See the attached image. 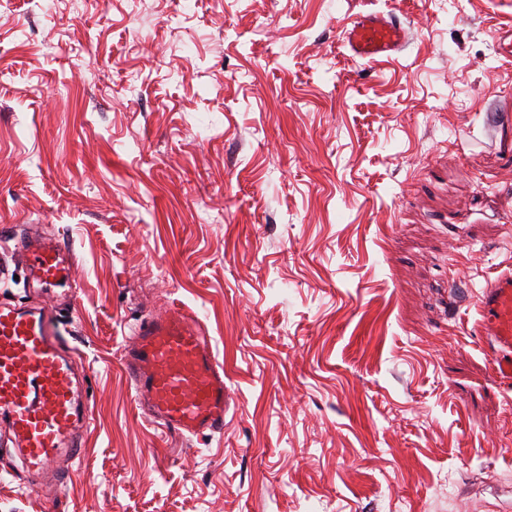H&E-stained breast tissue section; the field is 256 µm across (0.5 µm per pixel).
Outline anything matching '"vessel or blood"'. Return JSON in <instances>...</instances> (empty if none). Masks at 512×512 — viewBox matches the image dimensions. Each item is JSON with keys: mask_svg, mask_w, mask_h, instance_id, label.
<instances>
[{"mask_svg": "<svg viewBox=\"0 0 512 512\" xmlns=\"http://www.w3.org/2000/svg\"><path fill=\"white\" fill-rule=\"evenodd\" d=\"M345 40L355 57L375 60L399 50L406 31L395 20L354 22ZM15 254L37 292L50 295L73 282L72 249L51 235L15 238ZM478 326L491 340V362L512 383V270L487 280L477 295ZM53 306L0 303V427L23 465L19 484H59L61 463L75 459L92 416L82 387L86 373L55 336ZM142 414L180 436L224 429V365L197 315L173 307L141 319L121 353Z\"/></svg>", "mask_w": 512, "mask_h": 512, "instance_id": "vessel-or-blood-1", "label": "vessel or blood"}]
</instances>
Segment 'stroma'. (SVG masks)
Segmentation results:
<instances>
[{"label":"stroma","instance_id":"obj_1","mask_svg":"<svg viewBox=\"0 0 512 512\" xmlns=\"http://www.w3.org/2000/svg\"><path fill=\"white\" fill-rule=\"evenodd\" d=\"M409 35L379 61L360 16ZM512 0L0 7V227L77 256L94 415L56 512H512V391L474 331L512 266ZM224 430L146 420L120 351L170 306ZM46 495L0 470V512ZM344 35L353 56L368 60L389 56L406 42V31L401 24L381 15L354 22Z\"/></svg>","mask_w":512,"mask_h":512}]
</instances>
